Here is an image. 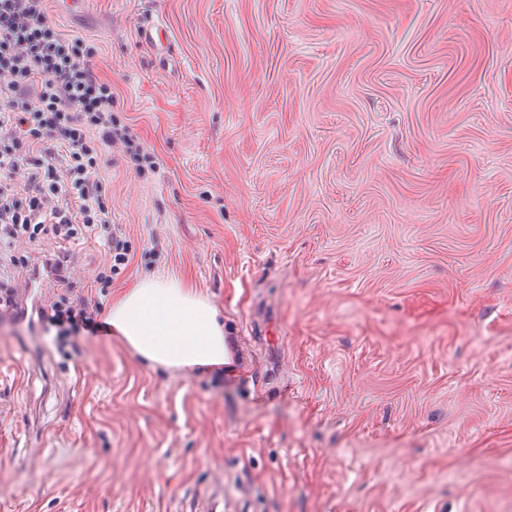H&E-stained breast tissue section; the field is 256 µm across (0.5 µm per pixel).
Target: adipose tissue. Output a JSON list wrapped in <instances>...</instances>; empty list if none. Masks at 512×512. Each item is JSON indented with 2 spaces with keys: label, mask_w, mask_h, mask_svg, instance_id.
<instances>
[{
  "label": "adipose tissue",
  "mask_w": 512,
  "mask_h": 512,
  "mask_svg": "<svg viewBox=\"0 0 512 512\" xmlns=\"http://www.w3.org/2000/svg\"><path fill=\"white\" fill-rule=\"evenodd\" d=\"M111 323L149 363L174 369L224 365L218 310L181 280L151 276L112 302Z\"/></svg>",
  "instance_id": "ef3b65f1"
}]
</instances>
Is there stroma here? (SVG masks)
<instances>
[{
    "instance_id": "35a3bbf8",
    "label": "stroma",
    "mask_w": 512,
    "mask_h": 512,
    "mask_svg": "<svg viewBox=\"0 0 512 512\" xmlns=\"http://www.w3.org/2000/svg\"><path fill=\"white\" fill-rule=\"evenodd\" d=\"M50 10L156 162L110 296L181 278L267 394L0 322V512H512V0Z\"/></svg>"
}]
</instances>
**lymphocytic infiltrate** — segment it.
<instances>
[{
    "mask_svg": "<svg viewBox=\"0 0 512 512\" xmlns=\"http://www.w3.org/2000/svg\"><path fill=\"white\" fill-rule=\"evenodd\" d=\"M96 45L63 33L47 0H0V301L14 296L30 269L26 248L54 241L38 265L61 286L42 318L60 346L103 330L102 297L123 272L132 246L112 221L101 173L113 148L133 161L142 144L112 112V86L95 65ZM102 238L107 246L89 282L71 296L72 244Z\"/></svg>",
    "mask_w": 512,
    "mask_h": 512,
    "instance_id": "lymphocytic-infiltrate-1",
    "label": "lymphocytic infiltrate"
}]
</instances>
